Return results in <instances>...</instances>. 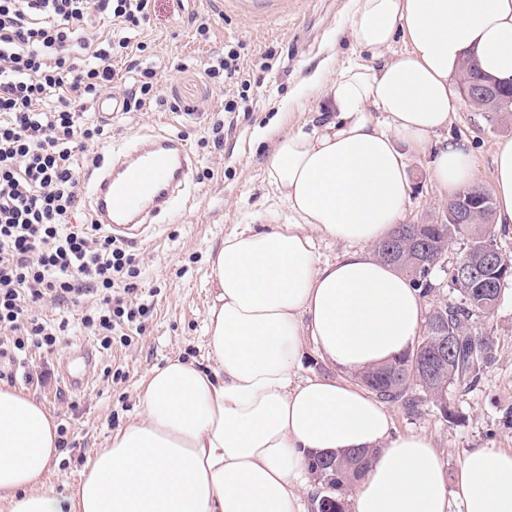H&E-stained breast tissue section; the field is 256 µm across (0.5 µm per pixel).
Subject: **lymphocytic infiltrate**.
I'll list each match as a JSON object with an SVG mask.
<instances>
[{"label": "lymphocytic infiltrate", "mask_w": 512, "mask_h": 512, "mask_svg": "<svg viewBox=\"0 0 512 512\" xmlns=\"http://www.w3.org/2000/svg\"><path fill=\"white\" fill-rule=\"evenodd\" d=\"M150 0H0V359L55 352L60 338L31 314L46 300L82 310L101 347L149 309L132 293L136 257L97 225H75L78 158L105 135L89 111L112 85ZM122 33L93 36L96 19Z\"/></svg>", "instance_id": "lymphocytic-infiltrate-1"}]
</instances>
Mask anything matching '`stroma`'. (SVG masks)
Listing matches in <instances>:
<instances>
[{
	"label": "stroma",
	"mask_w": 512,
	"mask_h": 512,
	"mask_svg": "<svg viewBox=\"0 0 512 512\" xmlns=\"http://www.w3.org/2000/svg\"><path fill=\"white\" fill-rule=\"evenodd\" d=\"M349 25V0H151L135 46L112 61L111 92L121 96L130 91L138 69L150 65L157 72V97L140 111L113 113L106 140L129 143L163 128L185 136L196 166L181 206L173 215L159 217L151 235L130 247L138 257L140 276L137 292L125 300L149 306L143 329L127 327L126 341L99 349L87 384L74 391L64 382L61 367L80 347H96L97 339L83 327L79 308L68 303L44 306L36 314L59 329V349L50 355L33 352L22 369L0 365V372L11 376L12 388L36 398L67 428L68 446L51 464L49 489L68 492L93 452L139 416L149 370L174 358L210 365L206 316L213 295L208 255L226 235L286 215L267 178L275 147L267 130L316 124L325 100L303 80L323 58L332 57L337 70L370 62L369 54L352 47L346 35ZM235 47L250 81L246 90L206 74L214 59ZM173 100L179 109L170 108ZM231 100L237 101V110L225 111ZM448 132L472 143L478 180L492 186L493 145L512 137V120L465 105ZM405 155L411 193L403 221L431 222L448 205L432 175L435 149L409 148ZM476 327L495 336L497 351L475 385L449 391L453 420H444L430 404L412 414L397 404L389 407L395 431L430 437L451 474L466 449L512 448V286L494 313ZM44 368L51 372L50 383L27 381V374ZM110 369L120 371V378L107 377Z\"/></svg>",
	"instance_id": "obj_1"
}]
</instances>
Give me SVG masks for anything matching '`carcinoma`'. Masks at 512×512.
<instances>
[{
  "instance_id": "cac0c4a2",
  "label": "carcinoma",
  "mask_w": 512,
  "mask_h": 512,
  "mask_svg": "<svg viewBox=\"0 0 512 512\" xmlns=\"http://www.w3.org/2000/svg\"><path fill=\"white\" fill-rule=\"evenodd\" d=\"M495 215V203L488 206L483 224H398L390 238L407 242L404 255H412L422 242H451L465 240L463 259L478 258V253L488 240L492 239L487 223ZM400 272L411 277L424 294L433 291L429 273L415 269L410 262L394 264ZM448 278L460 295L457 303L434 305L428 312L422 326V333L416 348L426 349L432 345L429 323L438 321L448 328V337L453 339V349L443 356L436 367L427 371L415 363L414 351L401 354L390 362L357 375L361 383L371 393L389 402L401 405L413 413L420 403L436 401L439 395L451 388L473 386L480 373L494 359V337L487 333L472 330L473 317L488 315L501 303L506 286L512 281V258L501 253L496 266L488 269L495 287L479 288L450 266L446 270ZM376 450L357 449L333 453L328 460L321 462L308 455V470L319 490L312 502L315 512H347L348 497L354 483L368 468Z\"/></svg>"
}]
</instances>
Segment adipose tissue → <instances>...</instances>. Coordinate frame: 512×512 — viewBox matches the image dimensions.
Returning <instances> with one entry per match:
<instances>
[{
  "instance_id": "ef3b65f1",
  "label": "adipose tissue",
  "mask_w": 512,
  "mask_h": 512,
  "mask_svg": "<svg viewBox=\"0 0 512 512\" xmlns=\"http://www.w3.org/2000/svg\"><path fill=\"white\" fill-rule=\"evenodd\" d=\"M349 38L367 64L307 78L327 100L312 132L278 135L268 161L283 223L231 233L210 257L212 363L151 369L140 417L94 451L80 484L46 486L56 459L49 410L0 387V512H307L308 453L370 448L351 512H512V449L470 448L449 478L433 441L395 433L388 408L347 377L413 348L423 299L374 247L410 194L398 142L438 137L434 177L448 195L476 180L473 147L447 136L466 57L512 82V0H350ZM406 49L382 52L395 37ZM496 226L512 227V138L494 146ZM348 248L320 260L317 244ZM344 376L303 378L306 346Z\"/></svg>"
}]
</instances>
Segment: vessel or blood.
Returning <instances> with one entry per match:
<instances>
[{"label":"vessel or blood","instance_id":"1","mask_svg":"<svg viewBox=\"0 0 512 512\" xmlns=\"http://www.w3.org/2000/svg\"><path fill=\"white\" fill-rule=\"evenodd\" d=\"M192 161L187 139L167 132L109 154L87 193L94 223L116 239L140 241L149 233L153 217L176 210L188 187ZM95 365L93 351H84L80 363L66 366L63 378L71 388H81Z\"/></svg>","mask_w":512,"mask_h":512}]
</instances>
